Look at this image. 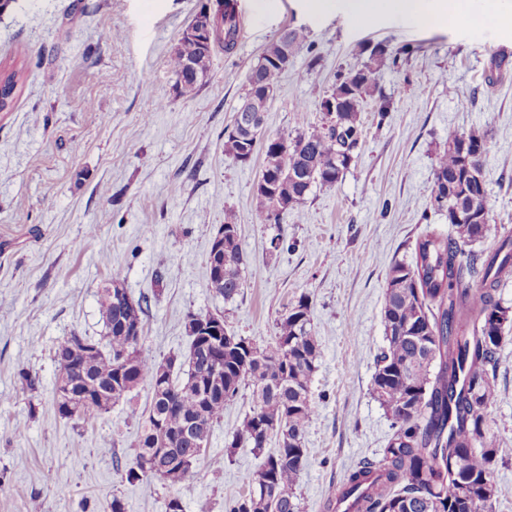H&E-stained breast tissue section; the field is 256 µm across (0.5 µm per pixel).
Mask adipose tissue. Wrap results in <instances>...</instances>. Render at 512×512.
Listing matches in <instances>:
<instances>
[{
    "mask_svg": "<svg viewBox=\"0 0 512 512\" xmlns=\"http://www.w3.org/2000/svg\"><path fill=\"white\" fill-rule=\"evenodd\" d=\"M316 6L339 10L358 22L370 23L389 12L434 22L467 11L471 4L469 0H317Z\"/></svg>",
    "mask_w": 512,
    "mask_h": 512,
    "instance_id": "1",
    "label": "adipose tissue"
}]
</instances>
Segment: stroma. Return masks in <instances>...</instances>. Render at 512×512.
<instances>
[{
  "instance_id": "1",
  "label": "stroma",
  "mask_w": 512,
  "mask_h": 512,
  "mask_svg": "<svg viewBox=\"0 0 512 512\" xmlns=\"http://www.w3.org/2000/svg\"><path fill=\"white\" fill-rule=\"evenodd\" d=\"M206 2L18 0L0 17V72H21L12 108L0 112V512H98L115 495L127 512H165L176 495L185 512H226L262 463L251 449L227 448L251 410L245 390L178 488L127 483L116 467L133 453L147 386L89 423L56 415L52 348L73 332L102 335L98 291L114 271L133 297H147L145 346L159 361L186 352L187 313L223 315L263 345L308 294L320 357L296 494L299 512H325L347 472L392 434L371 395L387 274L413 261L424 229L450 230L429 200L449 130L487 140L492 228L473 251L512 231V26L484 29L466 14L431 26L386 14L365 26L311 0H236L237 47L215 50L202 87L183 98L168 58ZM300 27L308 40L268 105L264 136L319 123L322 95L370 43L399 58L375 74L392 108L382 119L366 106L364 143L334 191L313 190L279 224H259L264 156L243 165L224 143L249 70L283 29ZM106 30L119 40H100ZM228 212L246 265L245 288L227 303L208 287V256ZM279 231L291 250L270 251ZM22 368L38 378L35 391L20 389ZM496 388L491 512H512V325Z\"/></svg>"
}]
</instances>
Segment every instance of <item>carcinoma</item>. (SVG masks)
<instances>
[{
  "label": "carcinoma",
  "instance_id": "cac0c4a2",
  "mask_svg": "<svg viewBox=\"0 0 512 512\" xmlns=\"http://www.w3.org/2000/svg\"><path fill=\"white\" fill-rule=\"evenodd\" d=\"M216 47L232 51L239 37L233 0H216ZM291 29L288 42L276 39L247 76L254 83H279L305 42ZM367 60L336 75L328 95L341 101L333 123L322 120L289 139L288 148L264 150L255 189V219L277 224L280 215L302 204L313 189L331 190L358 156L365 130L367 99H377L380 119L390 100L375 81L385 63L381 43L363 49ZM212 53L184 41L170 55L178 94L195 95L207 75ZM16 74L0 77V112L16 92ZM485 134L448 130L437 155L430 204L448 216L446 236L425 231L416 240L414 262L394 264L388 273L383 323L385 346L377 355L372 394L392 420L393 433L379 457L359 462L328 500L329 512H487L497 493V436L489 415L496 402V354L504 324L494 323L502 305L498 290L512 277V237L491 254L468 253L464 246L491 231L483 171ZM224 246L211 243L209 287L224 302L244 288L246 259L239 224L224 214ZM121 272L99 292L104 334L83 344L63 336L52 349L53 406L62 419L94 421L139 385L149 387L133 456L125 462L127 482H185L200 460L199 443L210 441L224 405L241 389L251 390V413L233 432L228 448H249L263 456L260 468L244 477L247 494L229 512H298L296 486L307 459L304 435L314 403L310 385L320 356L313 334L309 296L302 294L276 323L271 341L258 345L224 328L208 339L188 320L190 338L181 360L156 361L143 344L145 300L129 305Z\"/></svg>",
  "mask_w": 512,
  "mask_h": 512
}]
</instances>
